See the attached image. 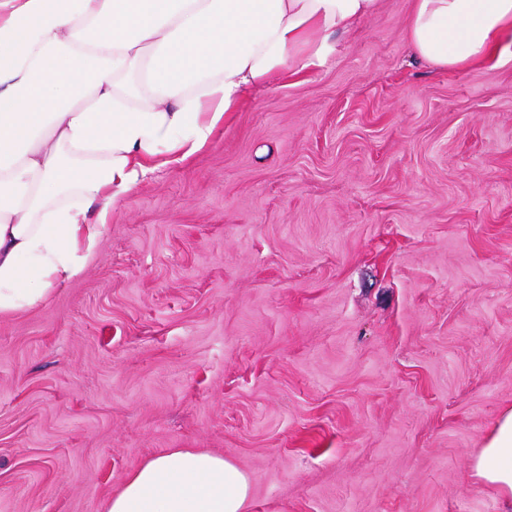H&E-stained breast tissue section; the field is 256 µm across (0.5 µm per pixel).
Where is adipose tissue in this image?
Returning a JSON list of instances; mask_svg holds the SVG:
<instances>
[{
  "label": "adipose tissue",
  "mask_w": 512,
  "mask_h": 512,
  "mask_svg": "<svg viewBox=\"0 0 512 512\" xmlns=\"http://www.w3.org/2000/svg\"><path fill=\"white\" fill-rule=\"evenodd\" d=\"M379 7L0 0V316L80 277L113 206L205 149L252 88L325 66ZM406 37L443 69L512 63V0H413ZM472 471L512 512V408ZM250 493L231 461L179 449L132 472L105 512H246Z\"/></svg>",
  "instance_id": "obj_1"
}]
</instances>
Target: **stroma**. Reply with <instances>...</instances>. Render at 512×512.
Instances as JSON below:
<instances>
[{"label": "stroma", "mask_w": 512, "mask_h": 512, "mask_svg": "<svg viewBox=\"0 0 512 512\" xmlns=\"http://www.w3.org/2000/svg\"><path fill=\"white\" fill-rule=\"evenodd\" d=\"M411 3L0 316V512H104L178 448L250 474L247 512H501L470 463L512 407V64L417 58Z\"/></svg>", "instance_id": "obj_1"}]
</instances>
